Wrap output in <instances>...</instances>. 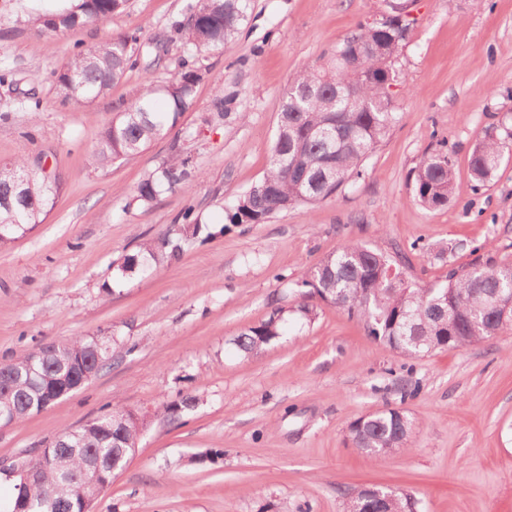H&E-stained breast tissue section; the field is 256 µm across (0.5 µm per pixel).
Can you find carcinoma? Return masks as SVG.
<instances>
[{"mask_svg":"<svg viewBox=\"0 0 512 512\" xmlns=\"http://www.w3.org/2000/svg\"><path fill=\"white\" fill-rule=\"evenodd\" d=\"M127 0H77L53 13L37 16V34L52 45L71 28L107 20L124 11ZM403 0H389L385 25L362 24L336 46L328 67L310 65L288 84L282 96L277 130L263 178L237 197L226 213L232 225L264 224L273 215L298 204L315 205L336 194L362 175L368 155L389 135L398 117L391 83L393 64L406 43L410 23L399 9ZM250 0H190L183 19L172 23L192 51L222 49L247 20ZM160 59L159 47L143 41L136 29L117 35L98 47L78 51L53 73L66 101L91 102L105 95L126 70L138 64L142 50ZM202 74L183 59L175 77L164 85L148 80L139 94L100 134L91 162L103 164L143 152L167 127L188 111ZM356 87L354 99L347 88ZM512 154V124L501 121L486 128L475 142L469 161L473 188L490 183L505 156ZM25 177L22 188L15 178ZM199 178L194 159L172 146L171 155L141 181L136 199L149 204L165 191L192 190ZM413 199L437 210L452 202L455 167L447 144L423 156L414 169ZM62 189L59 176L31 168L24 158L0 166V248L42 223ZM183 238L166 232L155 242L124 257L116 282L131 278L152 265L179 254ZM395 264L390 257L353 241L344 242L296 280L305 297L328 299L350 316L362 319L369 335L391 349L417 357L442 349H460L499 332L512 330V309L501 318L499 292L512 294V265L478 263L451 270L445 279L428 286L392 283ZM305 323L317 317V307L276 308L268 319L241 332L234 344L245 356L273 344L288 329V316ZM112 358L106 336H75L66 342L39 346L24 355L0 362V410L18 422L42 411L45 390L67 394L83 387L87 371L99 372ZM197 398L182 395L165 406L176 416L196 406ZM139 412H108L76 430L60 433L43 449L45 459L34 460L36 475L23 495H14L10 512L25 503V512H79L83 502L97 500V490L84 476L98 468L106 474L125 465L143 423ZM412 421L388 408L354 420L348 429L351 443L370 458L406 451ZM410 494L364 488L349 498L347 512H417Z\"/></svg>","mask_w":512,"mask_h":512,"instance_id":"1","label":"carcinoma"}]
</instances>
